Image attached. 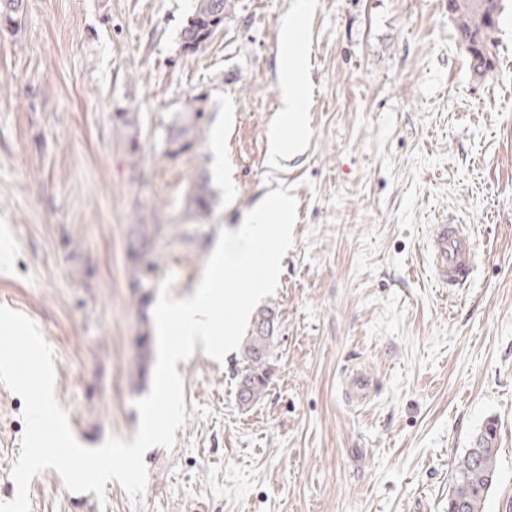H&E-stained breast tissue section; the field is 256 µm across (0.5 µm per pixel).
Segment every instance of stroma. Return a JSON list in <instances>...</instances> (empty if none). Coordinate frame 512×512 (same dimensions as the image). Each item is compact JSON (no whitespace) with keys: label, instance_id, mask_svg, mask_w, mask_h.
I'll return each instance as SVG.
<instances>
[{"label":"stroma","instance_id":"1","mask_svg":"<svg viewBox=\"0 0 512 512\" xmlns=\"http://www.w3.org/2000/svg\"><path fill=\"white\" fill-rule=\"evenodd\" d=\"M209 47L181 48L194 0H27L0 29V305L31 319L57 360L55 395L80 443L132 441L134 340L153 305L129 286L131 225L192 224L160 240L162 282L194 291L221 230L279 186L298 201L275 295L267 396L236 397L239 352L178 362L186 425L144 455L133 505L117 481L68 491L54 469L31 512H448L449 475L477 431L500 432L485 512H512V0L493 76L469 70L448 0H234ZM305 63L302 131L281 103L283 56ZM202 108L194 148L165 156L175 113ZM141 131L126 153L121 110ZM290 144L273 158L272 140ZM209 213L186 202L197 174ZM469 224L477 263L435 287L427 228ZM370 382L351 401L349 377ZM0 383V502L25 433Z\"/></svg>","mask_w":512,"mask_h":512}]
</instances>
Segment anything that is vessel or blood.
Returning a JSON list of instances; mask_svg holds the SVG:
<instances>
[{
    "instance_id": "b4317fda",
    "label": "vessel or blood",
    "mask_w": 512,
    "mask_h": 512,
    "mask_svg": "<svg viewBox=\"0 0 512 512\" xmlns=\"http://www.w3.org/2000/svg\"><path fill=\"white\" fill-rule=\"evenodd\" d=\"M427 251L428 268L439 287L453 289L469 281L477 252L468 225L444 216L429 229Z\"/></svg>"
}]
</instances>
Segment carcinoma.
Listing matches in <instances>:
<instances>
[{"label": "carcinoma", "mask_w": 512, "mask_h": 512, "mask_svg": "<svg viewBox=\"0 0 512 512\" xmlns=\"http://www.w3.org/2000/svg\"><path fill=\"white\" fill-rule=\"evenodd\" d=\"M215 0H195L194 9L181 31L184 51L196 54L204 50L210 40L209 27L214 16ZM504 0H448V14L456 31L458 43L468 57L471 72L485 78L494 74L497 64L496 34ZM24 0H0V27L19 25L23 12L15 8ZM203 110L181 112L167 129L163 139L164 154L176 158L190 151L196 142ZM117 119L126 130V150L132 162H137L141 151L137 119L127 110L117 113ZM212 191L205 177L198 178L191 187L188 205L198 213L210 211ZM173 228L176 237L185 243L193 242L195 228L187 224H134L128 250L131 261L132 287L139 289L147 275L157 269L158 241L167 228ZM275 316L271 308L257 310L242 342L243 368L236 371V383L246 382L245 396L239 405L248 408L259 403L267 394L272 379L270 357L277 339L269 334L267 321ZM152 336L149 330L136 337L140 369L145 372L150 363ZM498 435L495 423H487L474 437L472 446L456 460L450 474L448 512H484L485 504L498 483Z\"/></svg>", "instance_id": "obj_1"}]
</instances>
